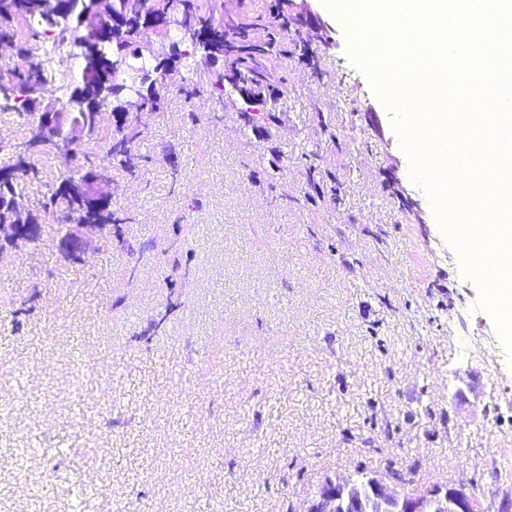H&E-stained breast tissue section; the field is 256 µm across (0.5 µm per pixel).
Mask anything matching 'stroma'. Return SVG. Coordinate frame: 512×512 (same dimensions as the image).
<instances>
[{
  "mask_svg": "<svg viewBox=\"0 0 512 512\" xmlns=\"http://www.w3.org/2000/svg\"><path fill=\"white\" fill-rule=\"evenodd\" d=\"M210 2L277 45L255 118L215 90L226 61L175 63L136 176L109 161L118 234L74 263L47 223L0 258V512H295L323 474L392 463L512 490V348L346 25L325 0ZM60 49L43 97L63 103ZM33 163L36 213L71 167ZM26 446L52 477L34 504ZM76 481L97 489L80 511Z\"/></svg>",
  "mask_w": 512,
  "mask_h": 512,
  "instance_id": "stroma-1",
  "label": "stroma"
}]
</instances>
